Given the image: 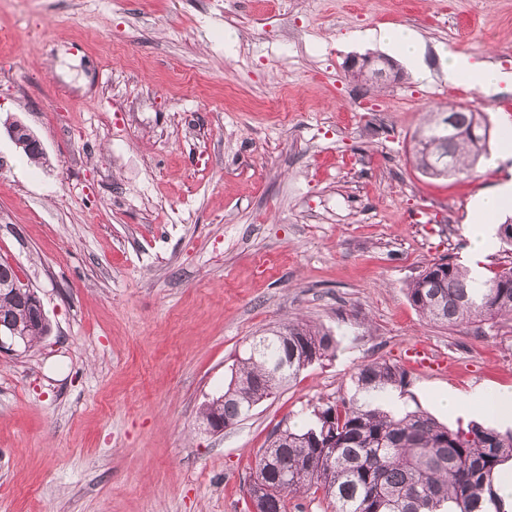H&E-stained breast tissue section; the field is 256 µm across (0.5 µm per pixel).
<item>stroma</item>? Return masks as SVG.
<instances>
[{
  "mask_svg": "<svg viewBox=\"0 0 512 512\" xmlns=\"http://www.w3.org/2000/svg\"><path fill=\"white\" fill-rule=\"evenodd\" d=\"M398 26L427 76L401 60L384 89L350 79L351 56L392 54L366 32ZM0 28V257L52 327L0 354V512H251L275 428L352 395L375 360L408 368L404 407L452 429L470 418L437 391L512 390V321L448 328L406 294L463 263L472 202L512 177L483 156L433 178L412 156L451 104L486 116L491 148L512 129V91L443 72L451 52L512 75V0H36ZM290 321L330 330L334 357L206 431L250 336ZM417 347L441 369H413Z\"/></svg>",
  "mask_w": 512,
  "mask_h": 512,
  "instance_id": "1",
  "label": "stroma"
}]
</instances>
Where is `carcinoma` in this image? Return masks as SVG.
<instances>
[{"label":"carcinoma","instance_id":"carcinoma-1","mask_svg":"<svg viewBox=\"0 0 512 512\" xmlns=\"http://www.w3.org/2000/svg\"><path fill=\"white\" fill-rule=\"evenodd\" d=\"M488 137L480 112H437L414 136L416 168L431 177L464 174L488 154ZM406 291L424 318L442 326L512 320V265L477 283L440 260ZM28 303L26 296L0 295V311L21 323L32 345L50 325L32 321ZM336 345L330 331L298 321L253 337L224 394L206 403L201 417L236 424ZM353 384L354 395L314 407L303 426L274 431L281 443L256 461L253 478L266 512H282L285 498L300 491L322 492L333 512H512L496 486L501 466L512 460L511 431L476 422L452 430L420 408L382 407L381 394L409 385L407 370L385 360L358 368Z\"/></svg>","mask_w":512,"mask_h":512}]
</instances>
